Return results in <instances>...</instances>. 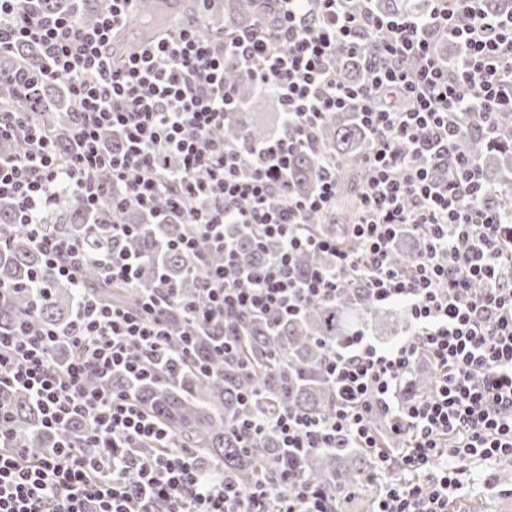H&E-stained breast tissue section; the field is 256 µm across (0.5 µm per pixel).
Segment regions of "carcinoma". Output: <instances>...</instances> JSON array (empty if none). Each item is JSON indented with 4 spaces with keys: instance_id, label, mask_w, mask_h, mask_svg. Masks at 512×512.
Listing matches in <instances>:
<instances>
[{
    "instance_id": "carcinoma-1",
    "label": "carcinoma",
    "mask_w": 512,
    "mask_h": 512,
    "mask_svg": "<svg viewBox=\"0 0 512 512\" xmlns=\"http://www.w3.org/2000/svg\"><path fill=\"white\" fill-rule=\"evenodd\" d=\"M267 4L269 0H223V10L211 13L209 5L200 0H140L133 24L115 47L114 61H119L138 43L152 38L159 21L175 24L185 15H195L201 17L198 27L201 36H209L212 27L218 25L223 26L227 35L258 21ZM106 7L107 0H84L82 19L90 22ZM375 8L386 16H418L424 5L420 0H376ZM35 54L33 47L21 45L0 58L1 102L16 101L13 76L33 61ZM224 77L238 85L244 101L253 102L261 96L254 84L240 79L234 65L225 66ZM34 98L36 111L42 113V119L54 131L69 125L74 108L62 83L40 86ZM499 125L502 145L497 148L488 146L468 128L462 130L456 143L459 150L478 160L490 198L495 200L502 199L501 192L512 186V116L500 117ZM224 134L260 142L270 136V131L238 109L225 114ZM319 139L320 151L300 152L293 159L288 176L293 190L308 196L317 181L321 154L332 153L341 168L338 203L356 209L355 188L369 148L366 131L354 114L337 112L321 126ZM13 212L10 202H0V225L12 227L6 248L0 251V285L13 289L12 305L0 309V326L7 327L16 316L29 312L48 325L63 326L72 318L81 288L97 290L109 302L132 301V295L119 288L102 287L99 271L92 263L84 267L77 283L53 278L27 234L11 226ZM84 213L82 200L61 197L57 204L58 229L91 250H131L159 260L162 279L178 288L186 300L198 292L208 266L224 262L222 255L214 253L201 264L173 250L170 240L188 231L189 226L154 224L149 215L134 205L126 206L123 219L136 226V233L124 238L112 237L104 224L85 223ZM303 229L323 231L345 246L353 245L347 224H321L314 218ZM235 247L239 260L253 265L277 250L273 243L258 246L251 237L242 235L235 238ZM423 248L421 235L402 234L392 251L391 263L405 270ZM34 271L47 283V290L35 287L29 279ZM168 320L173 333H190L188 360H180L181 352L177 350L165 368L142 381L129 384L115 375L110 387L130 393L145 411L172 427L179 442L195 450L199 463L224 467V474L242 485H250L259 478L273 483L285 469L330 495L363 484L373 460L359 448L308 449L289 464L283 459L274 434L265 432L246 440L236 431L242 418L260 410L290 408L306 414L329 410L333 394L324 369L323 345L344 346L358 327L371 325L381 333L388 328L385 314L361 280L347 282L338 290L336 300L312 305L295 316L285 315L275 320L259 316L248 320L243 336L239 337L238 354L233 358L224 357L218 348L224 323H198L176 307L169 310ZM435 380L434 367L424 359L411 372L404 394L423 395L434 388ZM10 410L19 441L32 456L71 438V432L63 429H42L35 402L22 393L12 395Z\"/></svg>"
}]
</instances>
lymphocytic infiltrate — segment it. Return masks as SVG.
<instances>
[{"mask_svg":"<svg viewBox=\"0 0 512 512\" xmlns=\"http://www.w3.org/2000/svg\"><path fill=\"white\" fill-rule=\"evenodd\" d=\"M137 2L110 0L87 26L74 11L41 8V0H0V55L21 44L38 50L15 77L19 97L30 98L35 72L63 82L75 105L65 153L37 113L0 110V140L25 144L0 156V199L13 203L15 224L62 279H77L90 262L105 281L133 288L148 266L137 255L88 251L54 231L64 195L84 201L90 223L109 210L116 237L135 232L122 220L126 204L152 211L168 199L161 223L189 227L173 248L200 259L220 247L224 263L208 271L193 302L166 282L134 307L83 291L66 328L33 317L0 327V393L26 391L43 428L82 421L87 446L107 445L87 457L69 441L29 459L0 401V512H335L334 497L302 480L244 487L203 469L195 451L128 393L87 380L118 374L134 383L164 363L170 308L197 322L223 320L229 332L258 315L331 301L349 277L378 304L400 306L408 334L384 347L360 330L342 348H327L336 396L329 413L282 408L240 430L248 438L274 433L291 454L365 450L375 460L366 481L379 487L373 512H448L469 465L512 462V205L487 203L478 163L456 147L464 127L495 141L499 116L512 112V8L491 13L485 0H428L423 17L390 20L370 0H273L269 22L210 38L191 22L113 64L112 42ZM450 38L459 54L447 63L437 49ZM367 42L374 51L361 81L345 80L337 54L359 53ZM229 60L279 98L283 120L265 142L224 133L225 112L240 105L224 79ZM336 112L354 113L371 137L355 252L302 229L313 216L336 221V159H325L311 196L296 195L288 181L292 157L317 145L321 123ZM106 129L118 136L116 147L102 143ZM231 224L256 242L278 240L279 251L257 266L239 264L226 236ZM403 231L425 240L405 274L389 259ZM304 251L331 263L300 274L295 257ZM60 341L76 350L64 365L48 353ZM423 356L438 370L434 390L394 405V388ZM376 415L387 418L400 447L384 449Z\"/></svg>","mask_w":512,"mask_h":512,"instance_id":"obj_1","label":"lymphocytic infiltrate"}]
</instances>
